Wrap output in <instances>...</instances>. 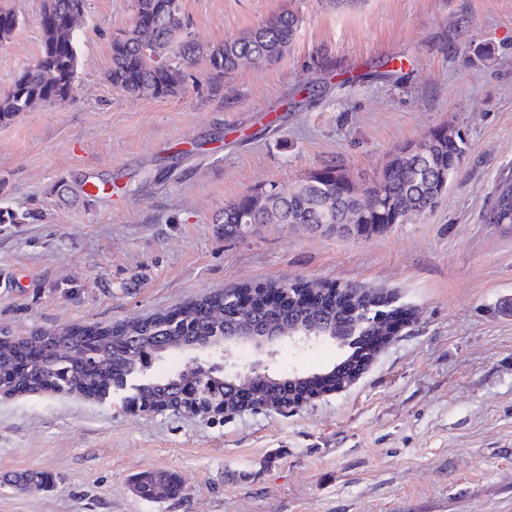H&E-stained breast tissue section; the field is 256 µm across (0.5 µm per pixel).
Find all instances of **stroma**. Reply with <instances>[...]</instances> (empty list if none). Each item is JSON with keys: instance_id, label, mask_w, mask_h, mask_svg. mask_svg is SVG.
<instances>
[{"instance_id": "35a3bbf8", "label": "stroma", "mask_w": 512, "mask_h": 512, "mask_svg": "<svg viewBox=\"0 0 512 512\" xmlns=\"http://www.w3.org/2000/svg\"><path fill=\"white\" fill-rule=\"evenodd\" d=\"M0 45V89L38 55L42 0ZM133 0H87L74 99L0 123V326H109L236 285L295 279L396 290L417 321L360 378L291 412L218 423L133 412L119 399L0 395V512H512V229L481 215L512 170V0H182L202 43L290 8L301 27L279 62L214 82L192 69L167 100L103 79ZM398 57L382 77L378 63ZM315 94L295 108V92ZM450 124L469 150L436 209L368 240L264 224L228 239L215 221L254 187L324 167L376 179L398 146ZM124 193L64 201L61 181ZM329 338L281 346L267 372L326 371ZM55 475L44 491L10 475ZM183 482L158 504L146 472Z\"/></svg>"}]
</instances>
